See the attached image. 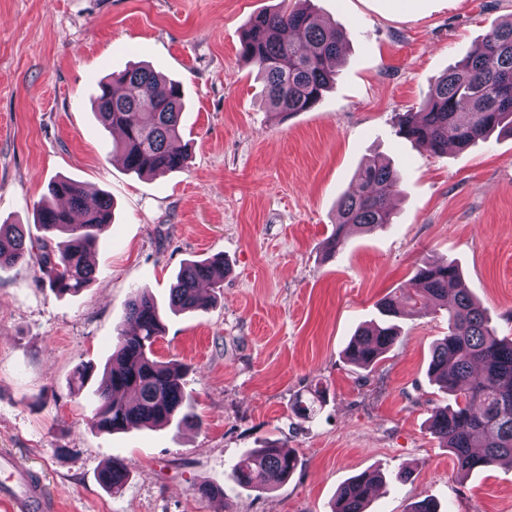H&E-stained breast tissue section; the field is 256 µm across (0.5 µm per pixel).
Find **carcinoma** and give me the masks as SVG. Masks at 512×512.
Returning <instances> with one entry per match:
<instances>
[{"instance_id": "obj_1", "label": "carcinoma", "mask_w": 512, "mask_h": 512, "mask_svg": "<svg viewBox=\"0 0 512 512\" xmlns=\"http://www.w3.org/2000/svg\"><path fill=\"white\" fill-rule=\"evenodd\" d=\"M345 42L344 31L311 9H292L255 16L243 36L241 54L263 79L269 108L285 120L319 104L336 81ZM95 111L105 128L121 132L115 149L128 170L163 177L185 168L188 151L174 146L181 137L179 83L148 67L126 69L99 84ZM496 128L512 134V21L492 27L468 58L439 77L420 111L400 114L397 133L444 154L448 144L464 149ZM398 187L399 177L389 163L373 159L362 166L357 191L338 203L325 254L342 251L352 227L371 232L393 223L392 199ZM49 195L36 209V224L43 232L37 241L26 239L21 224H0V267L33 262L50 288L76 293L94 280L86 257L112 224V199L100 196L89 207L82 185L66 178L52 182ZM225 273L222 255L185 263L171 288L170 307L208 311L211 301L200 294V285L221 288ZM430 304L448 312V334L432 349L428 375L453 402L433 408L429 428L451 452L457 474L465 476L512 458V340L497 337L485 311L462 287L457 266H417L409 288L383 300L380 322L359 329L344 356L356 368L373 367L400 339L393 319L407 307L427 315ZM163 319L153 297L136 290L116 329L99 387L100 403L88 421L91 428L112 433L131 426H179L191 418L181 383L184 366L154 356ZM325 400V390L316 388L311 398L296 401L293 411L306 418ZM299 464L293 449L266 440L239 458L230 479L240 487L265 490L270 476L286 479ZM107 470L110 477L100 482L113 493L125 484L127 471L118 461ZM380 479L367 473L348 479L337 491L332 512H365Z\"/></svg>"}]
</instances>
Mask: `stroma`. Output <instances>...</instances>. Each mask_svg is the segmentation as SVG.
Segmentation results:
<instances>
[{
    "label": "stroma",
    "mask_w": 512,
    "mask_h": 512,
    "mask_svg": "<svg viewBox=\"0 0 512 512\" xmlns=\"http://www.w3.org/2000/svg\"><path fill=\"white\" fill-rule=\"evenodd\" d=\"M298 0H0V223L38 236L34 206L68 177L112 198L93 249L96 278L54 292L37 265L0 269V454L42 479L56 512H331L362 472L409 471L379 485L366 512H512V464L461 477L428 428L444 403L427 375L446 311H404L403 336L374 367L343 351L417 264L453 262L463 286L512 338V136L437 155L397 134L449 67L512 0H310L343 29L334 89L279 120L241 56L251 18ZM148 64L181 82L185 170L127 171L94 114L97 84ZM400 176L391 225L351 230L326 257L341 196L370 158ZM220 254L230 274L203 314L171 313L183 264ZM166 313L153 346L185 364L194 417L180 426L107 433L87 424L115 330L134 289ZM92 366L84 389L78 367ZM327 398L309 419L291 410L310 388ZM282 439L300 464L266 493L228 477L258 439ZM127 468L121 491L98 474ZM223 487L200 497L199 485Z\"/></svg>",
    "instance_id": "1"
}]
</instances>
